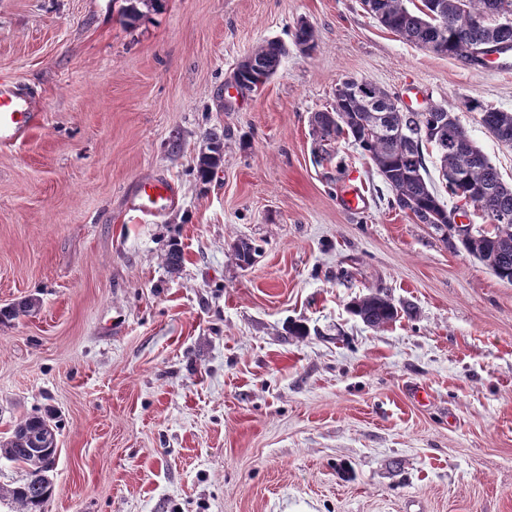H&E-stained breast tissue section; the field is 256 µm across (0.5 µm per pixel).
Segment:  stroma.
<instances>
[{"label":"stroma","instance_id":"35a3bbf8","mask_svg":"<svg viewBox=\"0 0 512 512\" xmlns=\"http://www.w3.org/2000/svg\"><path fill=\"white\" fill-rule=\"evenodd\" d=\"M125 5L0 0V81L38 117L0 145V308L41 302L0 325V440L56 414L46 512H512V285L390 207L359 149L316 162L309 123L365 78L452 105L511 183L466 102L512 112V70L418 48L361 0H164L131 26ZM270 40L275 76L232 87ZM146 178L175 187L161 215L130 208ZM377 291L410 313L365 326L349 305ZM207 139L213 145L211 147V154L204 155L199 159L197 174L201 181L208 182L210 181L212 175L214 174V169L218 167L219 159V149L221 147V137L214 131L207 132Z\"/></svg>","mask_w":512,"mask_h":512}]
</instances>
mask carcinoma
<instances>
[{"label":"carcinoma","mask_w":512,"mask_h":512,"mask_svg":"<svg viewBox=\"0 0 512 512\" xmlns=\"http://www.w3.org/2000/svg\"><path fill=\"white\" fill-rule=\"evenodd\" d=\"M408 0H362L364 11L384 28L422 49L476 66L474 52L492 46L495 53L512 50V24L497 26L485 19L490 0H420L410 9ZM298 45L314 46L310 24L300 22L293 32ZM288 48L272 40L247 57L240 71L243 90L265 84L277 72ZM344 89L335 94L331 109L310 117L317 161H329L341 140L358 146L375 165L392 192L391 205L410 213L417 223L428 224L448 243L456 209L447 207L428 178L425 151L432 147L440 162V174L448 195L463 199L477 197L485 204L489 228H482L461 247L478 259L500 280L512 284V184L504 183L486 154L459 123L451 107L432 106L410 112L394 97L365 79L343 78ZM481 123L499 142L512 146V112L485 108ZM211 154L199 159L197 174L210 181L218 167L221 137L207 132ZM40 300L30 296L0 309V323L34 311ZM351 313L365 325L383 327L399 318L400 311L389 296L377 292L360 298ZM57 447L56 425L44 416H30L16 424L11 436L0 441V459L26 471V478L7 490L15 512H45L53 484L40 478L35 455L39 448L48 454Z\"/></svg>","instance_id":"1"}]
</instances>
